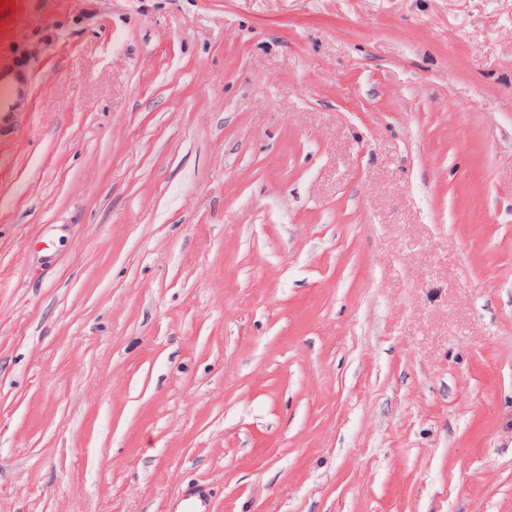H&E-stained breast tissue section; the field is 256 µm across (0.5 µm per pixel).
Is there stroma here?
<instances>
[{
  "instance_id": "35a3bbf8",
  "label": "stroma",
  "mask_w": 512,
  "mask_h": 512,
  "mask_svg": "<svg viewBox=\"0 0 512 512\" xmlns=\"http://www.w3.org/2000/svg\"><path fill=\"white\" fill-rule=\"evenodd\" d=\"M0 512H512V0H7ZM31 101L30 86L22 65H0V121L23 112Z\"/></svg>"
}]
</instances>
